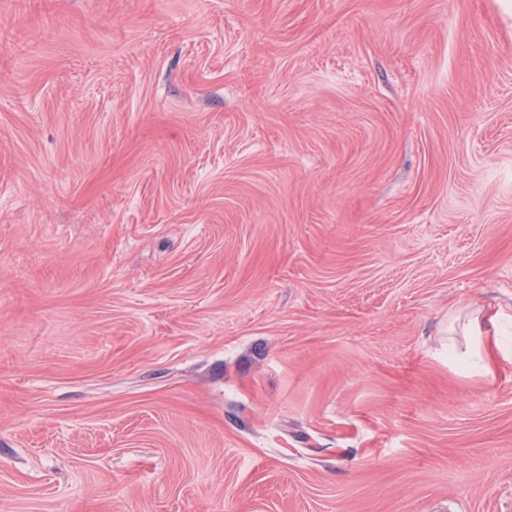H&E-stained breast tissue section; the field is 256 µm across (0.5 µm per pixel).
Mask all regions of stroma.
Here are the masks:
<instances>
[{"label":"stroma","mask_w":512,"mask_h":512,"mask_svg":"<svg viewBox=\"0 0 512 512\" xmlns=\"http://www.w3.org/2000/svg\"><path fill=\"white\" fill-rule=\"evenodd\" d=\"M0 512H512V0H0Z\"/></svg>","instance_id":"1"}]
</instances>
